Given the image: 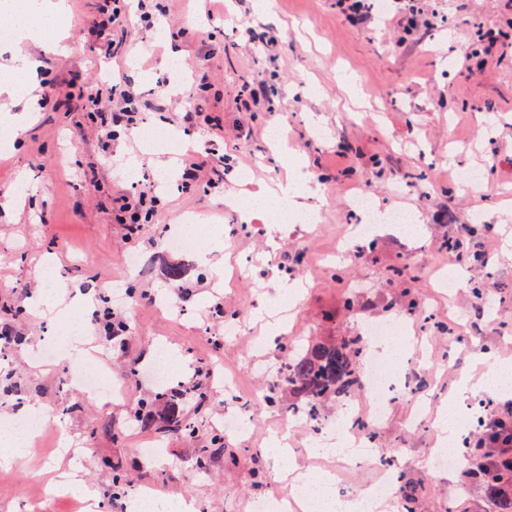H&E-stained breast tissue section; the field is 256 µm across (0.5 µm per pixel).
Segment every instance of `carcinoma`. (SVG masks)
Instances as JSON below:
<instances>
[{"label":"carcinoma","instance_id":"carcinoma-1","mask_svg":"<svg viewBox=\"0 0 512 512\" xmlns=\"http://www.w3.org/2000/svg\"><path fill=\"white\" fill-rule=\"evenodd\" d=\"M365 338L359 335L342 336L334 341H321L303 344H290L288 339L279 341L278 349L284 358V367L276 380L269 386L267 400L275 405L285 394L298 398L293 411L312 422L320 418L323 402L332 397H346L360 386L361 372L357 358L361 355ZM183 393L166 387L156 393V397L166 399L167 413L157 419L153 413L154 401L143 403L134 413L140 427L160 434L179 432L192 436L199 426V420L187 416L181 406ZM512 436V415L497 419L494 430L487 431L488 445L496 448L507 437ZM224 448V436L215 434L203 447L196 450L195 461L198 467H206L214 456ZM472 474L480 479L496 501L499 512H512V496L502 497L497 489L505 482L512 481V472L493 465H482ZM419 488L406 484L402 487L403 512H415Z\"/></svg>","mask_w":512,"mask_h":512}]
</instances>
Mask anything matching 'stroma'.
I'll list each match as a JSON object with an SVG mask.
<instances>
[{
  "label": "stroma",
  "mask_w": 512,
  "mask_h": 512,
  "mask_svg": "<svg viewBox=\"0 0 512 512\" xmlns=\"http://www.w3.org/2000/svg\"><path fill=\"white\" fill-rule=\"evenodd\" d=\"M102 0H66L62 32L16 47L0 45V76L18 55L37 58L39 81H54L63 102L39 106L41 89L14 99L0 95V108L29 112L32 122L15 132L0 153V322L21 335L19 345L0 357V420L22 405L36 403L51 422L24 457L0 465V512H81V502L108 504L113 474L129 491L151 487L169 500L192 499L195 512H250L254 501L283 491L287 458L270 452L268 439L291 425V445L307 449L302 463L310 477L336 464L333 454H310L314 435L294 425L290 398L265 401L266 384L283 366L277 350L255 355L249 338L267 319L275 291L283 283L302 288L288 314V338L300 341L362 332L370 322H413L407 311L416 299L437 327H423L408 349L409 374L429 391L427 419L453 397L465 378L491 375L499 362L512 363V53L488 57L482 71L462 64L476 25L512 38V0H436L440 27L404 35L397 19L370 29L352 25L336 0H270L268 14L255 0H225L223 30L207 38L213 24L210 0H161L159 25L131 24L127 51L105 58L104 43L92 30ZM195 30V37L171 41L170 31ZM75 45L58 55L56 40ZM179 61L186 81L180 90L163 88L170 61ZM122 70L141 92L147 125L178 134L180 150L151 146L143 136L120 133L97 139L81 93L106 92L107 76ZM206 70L211 87L206 114L219 117L224 138H212L206 124L181 123L177 102L191 99L196 70ZM265 84L267 101L253 112L238 109L243 81ZM285 124L283 147L267 142L269 128ZM224 173L219 191L202 193L183 186V170L197 154ZM258 163L249 183L238 172ZM299 162L322 200L312 224H282L271 211L245 213L237 198L286 183L287 163ZM484 168V184L463 186L459 173ZM171 173L172 186L159 189L161 203L150 223L129 235L117 223L112 199L133 182ZM425 173L416 181V173ZM367 189L378 214L395 209L413 213L416 230L379 223L373 238L353 244L352 225L363 223L352 196ZM483 223H476V213ZM192 215L207 227L200 246L212 251V266L185 258L172 248L169 227ZM459 240L492 255L486 271L473 272L453 298L442 296L437 270L452 267L439 244ZM151 259L146 275L128 266L131 257ZM407 265L412 279L389 284L391 266ZM184 276L174 281L171 266ZM224 269L214 275L213 266ZM494 292L497 304L485 311L472 292ZM135 288L150 304L135 308L114 303V289ZM96 294V310H112L129 330L113 336L90 323L73 306L75 296ZM23 306L24 315L8 314ZM241 322L239 335H225L226 317ZM85 326L86 350L121 382V396L106 403L73 389L68 364L41 357L52 326ZM222 340L227 370L237 373L254 394L256 420L249 433L224 435V451L207 469H198L195 450L221 429L231 407L218 379L213 398L194 438L158 436L136 426L131 416L154 389L139 384L159 351L181 359L175 385L189 393L196 370L212 368L215 340ZM413 398L393 399L375 429V448L387 452L402 481L423 491L417 512H493L485 487L462 475L434 470L431 451L441 438L435 427L408 431ZM163 442L164 456L151 461L141 447ZM81 491L68 489L69 481Z\"/></svg>",
  "instance_id": "stroma-1"
}]
</instances>
